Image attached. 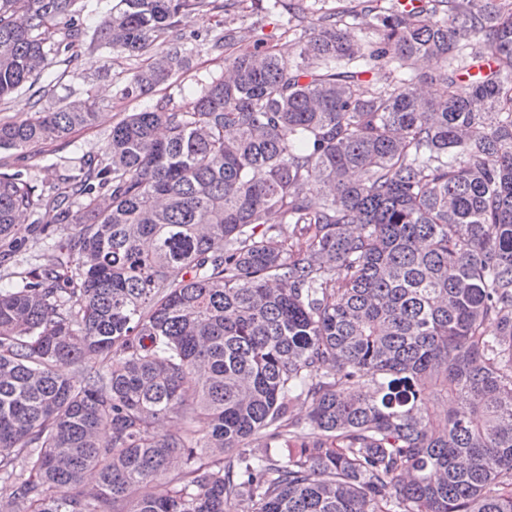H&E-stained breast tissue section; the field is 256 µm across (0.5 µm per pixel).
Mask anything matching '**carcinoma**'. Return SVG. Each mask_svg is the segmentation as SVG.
I'll return each instance as SVG.
<instances>
[{
	"instance_id": "carcinoma-1",
	"label": "carcinoma",
	"mask_w": 512,
	"mask_h": 512,
	"mask_svg": "<svg viewBox=\"0 0 512 512\" xmlns=\"http://www.w3.org/2000/svg\"><path fill=\"white\" fill-rule=\"evenodd\" d=\"M247 1L121 0L89 33L92 0H0V99L81 47L147 56L124 93L151 94L190 67L184 20L224 10V71L184 105L51 180L0 171L14 512H512V0H358L288 59ZM95 107L0 122V149Z\"/></svg>"
}]
</instances>
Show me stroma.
<instances>
[{"label": "stroma", "instance_id": "stroma-1", "mask_svg": "<svg viewBox=\"0 0 512 512\" xmlns=\"http://www.w3.org/2000/svg\"><path fill=\"white\" fill-rule=\"evenodd\" d=\"M242 23L255 28L257 33L271 36L272 42L284 56L295 52L293 40L288 37V17L284 14L267 12H247ZM224 28V14L211 10L188 18L184 25L187 35L185 42L191 54L189 70L180 77L177 84L168 90L156 91L139 98H129L124 87L134 69L142 65L139 57L125 54L91 56L80 53L69 65L51 63L40 78V85H53V97L36 100L31 89L21 88L12 95L0 100V122H16L35 111L37 105H51L53 98H92L97 101V119L92 128L75 133L71 140L29 146L22 151H1L0 164L12 167L26 165L42 167L59 157L71 156L75 147L86 150L101 148L113 124L126 114L153 107L165 97H173L175 103H183L192 98L201 83L210 81L221 74L224 58L219 53L207 50L201 39L213 35Z\"/></svg>", "mask_w": 512, "mask_h": 512}]
</instances>
